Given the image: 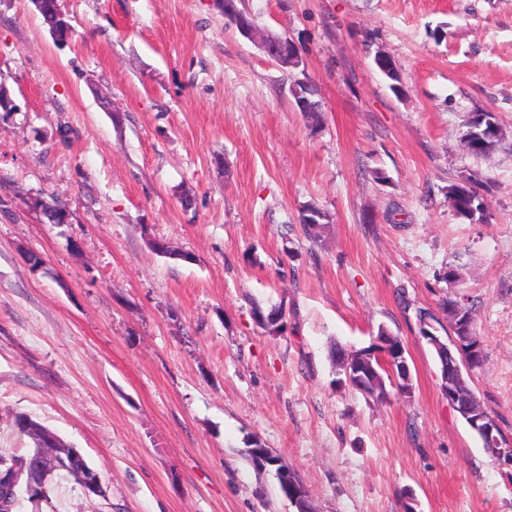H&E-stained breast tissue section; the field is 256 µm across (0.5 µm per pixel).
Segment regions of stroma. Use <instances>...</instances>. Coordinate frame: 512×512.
Listing matches in <instances>:
<instances>
[{
	"label": "stroma",
	"instance_id": "35a3bbf8",
	"mask_svg": "<svg viewBox=\"0 0 512 512\" xmlns=\"http://www.w3.org/2000/svg\"><path fill=\"white\" fill-rule=\"evenodd\" d=\"M59 4L64 44L33 0H0L16 106L0 113V452L28 453L29 416L106 495L63 479L21 512H293L249 465L252 440L318 512H512V466L449 405L420 323L448 328L443 300L467 299L485 351L473 386L512 441V0H242L297 45L316 127L221 0ZM484 110L503 139L475 156L460 139ZM473 176L492 183L487 224L448 204ZM308 205L330 217L318 244ZM258 307L282 309L284 331ZM382 329L412 384L384 403L342 386L331 357ZM318 209L314 206H306L303 208L300 214V223L302 224L303 232L307 237H309L316 244L322 241V237L325 236L327 230L329 228V220L328 216L319 210L318 217L316 218V224H307L305 222V217L303 214L308 212L309 210Z\"/></svg>",
	"mask_w": 512,
	"mask_h": 512
}]
</instances>
